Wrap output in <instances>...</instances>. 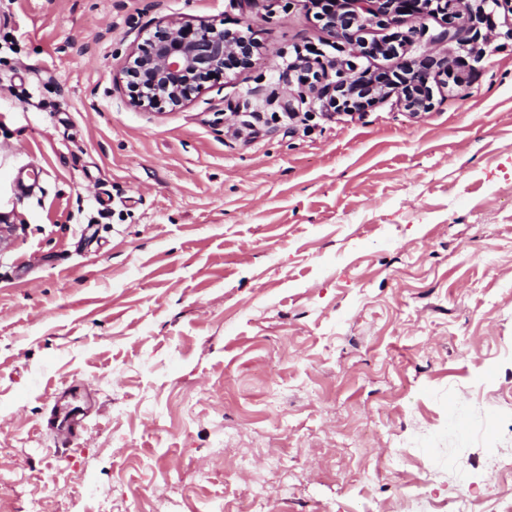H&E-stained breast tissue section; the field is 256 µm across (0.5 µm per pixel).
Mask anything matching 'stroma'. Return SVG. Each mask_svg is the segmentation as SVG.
I'll list each match as a JSON object with an SVG mask.
<instances>
[{"instance_id":"1","label":"stroma","mask_w":512,"mask_h":512,"mask_svg":"<svg viewBox=\"0 0 512 512\" xmlns=\"http://www.w3.org/2000/svg\"><path fill=\"white\" fill-rule=\"evenodd\" d=\"M163 18L251 67L129 107ZM447 28L373 29L456 60L428 112L287 124L298 55H339L305 0H0V512H239L269 463L264 512L512 505V10L479 61ZM61 412L60 409H56L55 407L48 421V425L52 430H55L56 422L61 418V424L64 425L67 430L65 432H59L58 435L63 442H68L80 435L81 431L84 430L85 424L83 423V417H79L80 413L76 409L67 410L62 417Z\"/></svg>"}]
</instances>
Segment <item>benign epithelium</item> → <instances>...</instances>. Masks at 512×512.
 I'll return each mask as SVG.
<instances>
[{
    "mask_svg": "<svg viewBox=\"0 0 512 512\" xmlns=\"http://www.w3.org/2000/svg\"><path fill=\"white\" fill-rule=\"evenodd\" d=\"M333 3L320 14L324 30L336 43L351 47L361 56L385 54L397 57V80H389L357 71L350 60L335 59L330 68L336 70V80L314 90L322 107L336 112H360L365 106L397 95L399 103L417 117L430 107L431 71L436 65H449L450 60H405L397 56L394 45L383 39L369 41L361 32L376 24L391 25L401 17L419 18L429 10L440 12L448 20L444 37L453 40L468 32L463 16L453 10V0H307L309 7L318 3ZM252 45L247 39L206 22L184 23L162 19L144 42L129 53L131 61L123 69L129 92L128 105L140 108L153 106L181 109L205 90V84L224 78L231 66L250 64Z\"/></svg>",
    "mask_w": 512,
    "mask_h": 512,
    "instance_id": "obj_1",
    "label": "benign epithelium"
}]
</instances>
